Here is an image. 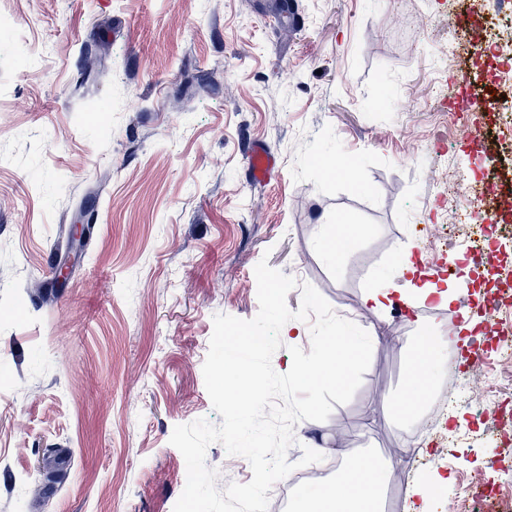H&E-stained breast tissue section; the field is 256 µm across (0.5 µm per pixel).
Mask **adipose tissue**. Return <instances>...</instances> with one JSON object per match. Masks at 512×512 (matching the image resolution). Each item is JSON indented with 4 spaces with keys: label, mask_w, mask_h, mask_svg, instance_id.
Instances as JSON below:
<instances>
[{
    "label": "adipose tissue",
    "mask_w": 512,
    "mask_h": 512,
    "mask_svg": "<svg viewBox=\"0 0 512 512\" xmlns=\"http://www.w3.org/2000/svg\"><path fill=\"white\" fill-rule=\"evenodd\" d=\"M390 466L375 460L342 472L337 486H324L316 498L302 499L300 512H380V492Z\"/></svg>",
    "instance_id": "adipose-tissue-1"
}]
</instances>
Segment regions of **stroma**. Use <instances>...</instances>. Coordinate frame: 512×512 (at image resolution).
Wrapping results in <instances>:
<instances>
[{
	"label": "stroma",
	"instance_id": "obj_1",
	"mask_svg": "<svg viewBox=\"0 0 512 512\" xmlns=\"http://www.w3.org/2000/svg\"><path fill=\"white\" fill-rule=\"evenodd\" d=\"M0 512H173L185 460L175 426L221 424L203 363L222 313L254 318L260 260L314 286L364 329L372 357L353 398L323 422H299L289 461L319 446L341 462L385 458L400 476L406 435L393 412L419 337L448 350L456 308L419 303L394 320L367 289L398 283L412 250L428 278L445 268L461 301L493 294L485 258L512 265V227L484 225L466 254L452 192L472 210L482 165L462 135L481 126L488 154L512 144V112H464L456 92L477 68L442 70L449 11L473 0H0ZM112 43V76L84 79L80 59ZM216 81L198 90L205 73ZM190 91L187 112L170 100ZM417 110H410V103ZM448 113L449 127L435 115ZM277 160L245 175L247 142ZM350 160L352 177L327 159ZM366 226L341 259L319 239L337 215ZM69 277L45 300L23 289ZM451 371L475 391L512 398L496 333L476 327ZM428 461L408 476L404 512H469L470 478L512 498V462L492 416L465 396L448 406ZM72 452L70 480L32 499L44 450ZM443 476L428 497L418 486Z\"/></svg>",
	"mask_w": 512,
	"mask_h": 512
}]
</instances>
